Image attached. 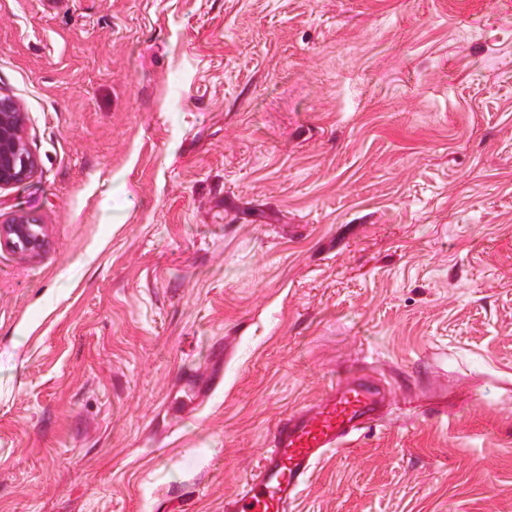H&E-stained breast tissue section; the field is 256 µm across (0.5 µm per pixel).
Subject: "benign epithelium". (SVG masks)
<instances>
[{"label": "benign epithelium", "mask_w": 512, "mask_h": 512, "mask_svg": "<svg viewBox=\"0 0 512 512\" xmlns=\"http://www.w3.org/2000/svg\"><path fill=\"white\" fill-rule=\"evenodd\" d=\"M38 168V158L26 141L24 112L14 98L0 95V189L27 182ZM46 244L44 225L29 213H17L0 223V248L35 256Z\"/></svg>", "instance_id": "obj_1"}]
</instances>
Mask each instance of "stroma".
Segmentation results:
<instances>
[{"label":"stroma","mask_w":512,"mask_h":512,"mask_svg":"<svg viewBox=\"0 0 512 512\" xmlns=\"http://www.w3.org/2000/svg\"><path fill=\"white\" fill-rule=\"evenodd\" d=\"M0 93V512H224L353 374L294 512H512V0H0ZM24 112L12 97L0 95V189L21 185L37 173L39 162L29 149ZM0 223V248L35 256L46 247L44 226L31 214L17 213ZM389 406L385 387L374 380L339 379L279 420L255 469L224 498V512H292L321 461L350 447Z\"/></svg>","instance_id":"1"}]
</instances>
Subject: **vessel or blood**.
Listing matches in <instances>:
<instances>
[{"instance_id":"1","label":"vessel or blood","mask_w":512,"mask_h":512,"mask_svg":"<svg viewBox=\"0 0 512 512\" xmlns=\"http://www.w3.org/2000/svg\"><path fill=\"white\" fill-rule=\"evenodd\" d=\"M389 405L385 387L374 380L339 379L314 402L279 420L255 469L225 497L224 512H293L321 461L350 447Z\"/></svg>"}]
</instances>
